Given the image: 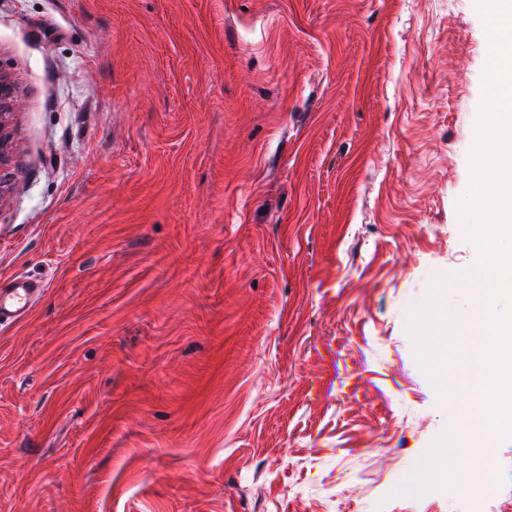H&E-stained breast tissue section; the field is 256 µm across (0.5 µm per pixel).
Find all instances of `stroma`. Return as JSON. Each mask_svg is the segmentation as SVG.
Here are the masks:
<instances>
[{"label": "stroma", "mask_w": 512, "mask_h": 512, "mask_svg": "<svg viewBox=\"0 0 512 512\" xmlns=\"http://www.w3.org/2000/svg\"><path fill=\"white\" fill-rule=\"evenodd\" d=\"M488 51L475 0H0V512H512V437L403 491L472 398L407 324L479 259ZM21 104L13 78L0 67V169L9 166L13 160L15 146L10 125ZM39 283L28 279L13 280L10 288L0 289V319L15 321L28 311L29 302L39 295Z\"/></svg>", "instance_id": "obj_1"}]
</instances>
